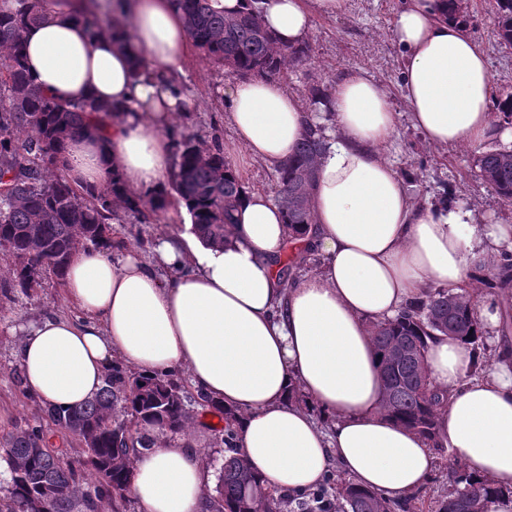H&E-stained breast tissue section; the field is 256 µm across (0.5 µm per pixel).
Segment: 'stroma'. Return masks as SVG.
Returning a JSON list of instances; mask_svg holds the SVG:
<instances>
[{
  "label": "stroma",
  "mask_w": 512,
  "mask_h": 512,
  "mask_svg": "<svg viewBox=\"0 0 512 512\" xmlns=\"http://www.w3.org/2000/svg\"><path fill=\"white\" fill-rule=\"evenodd\" d=\"M478 27L472 35L484 49L493 75V94L512 91V51L500 50L486 17L483 0H476ZM401 0H348L345 13L336 17H317L308 35L314 47L310 61L290 73L286 85L300 97H307L312 83L330 88L338 76L352 68L366 69L389 90L400 114L394 145L385 157L415 185L418 199L437 203L444 188H453L456 199L465 201L480 224H512V205L501 203L486 186L470 180L467 170L471 148L459 145L437 148L425 142L412 127L406 113L402 90L403 51L391 39V29ZM194 101L193 111L174 122L176 130H187L202 139L220 134L224 154L237 166L248 185L277 192L274 172L248 160L233 141L223 120L224 109L216 104L214 91L233 82V74L218 71L199 53L191 50L179 76ZM63 288L44 284L30 294L16 295L0 302V435L14 426L32 424L41 418L39 403L22 396L17 387L20 376L17 327L35 321L46 313L70 314Z\"/></svg>",
  "instance_id": "1"
}]
</instances>
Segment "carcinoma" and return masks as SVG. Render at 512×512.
I'll return each mask as SVG.
<instances>
[{"instance_id":"obj_1","label":"carcinoma","mask_w":512,"mask_h":512,"mask_svg":"<svg viewBox=\"0 0 512 512\" xmlns=\"http://www.w3.org/2000/svg\"><path fill=\"white\" fill-rule=\"evenodd\" d=\"M0 7V253L8 258L7 276L0 279V301L53 280L62 285L73 253L83 246L122 249L127 238L112 221L118 211L136 222L160 219L171 201L183 203L192 231L209 245L222 246L243 183L235 165L224 156L217 136L203 140L175 134L176 166L170 188L147 193L128 190L120 174L90 193L73 185L61 171L67 140L93 135L94 113L112 114L118 107L88 101L65 103L42 93L29 79L22 52L28 25L49 16V0H15ZM184 17L190 39L215 67L238 77L254 74L281 79L308 61L310 42L281 46L260 22L257 2L226 14L219 0H171ZM449 16L469 26L473 5L449 0ZM497 43L512 49V0H488L486 11ZM497 126L512 125V92L492 99ZM326 146L325 126L307 125L291 158L276 172L275 201L292 238L310 231V193L317 160ZM471 176L512 205V147L474 151ZM512 271V253L490 260L481 284ZM474 296L467 291L433 288L425 298L403 308L393 320L372 323V343L383 375L381 411L394 422L444 450L436 438V412L446 396L438 392L425 367L429 341L438 335L464 338L484 351L482 330L474 316ZM200 414H218L224 426L211 428L214 444L224 448V466L207 512H410L409 502L390 501L332 476L315 492L292 496L266 487L237 447L236 414L203 393L189 392L185 381L171 376H146L114 364L98 394L75 409H42L46 422L27 424L0 437V460L9 471L7 492L0 495V512H32L35 500L53 492L46 512H106L123 498L136 456L151 450L163 437L188 430ZM78 441L82 451L65 446ZM449 489L436 512H487L499 491L486 480L469 475L461 463L448 473Z\"/></svg>"}]
</instances>
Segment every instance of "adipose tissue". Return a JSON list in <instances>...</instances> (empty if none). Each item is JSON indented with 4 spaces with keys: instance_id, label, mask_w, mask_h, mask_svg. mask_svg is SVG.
<instances>
[{
    "instance_id": "1",
    "label": "adipose tissue",
    "mask_w": 512,
    "mask_h": 512,
    "mask_svg": "<svg viewBox=\"0 0 512 512\" xmlns=\"http://www.w3.org/2000/svg\"><path fill=\"white\" fill-rule=\"evenodd\" d=\"M348 0H263L261 21L280 43L306 39L316 16ZM84 0H54L24 34L34 84L55 100L117 106L99 137H76L66 174L96 188L111 171L143 193L175 166L167 134L192 99L178 73L190 52L170 0H132L129 25L92 34ZM448 0H405L392 30L403 50L411 124L435 147L480 146L496 133L492 75L482 47L447 18ZM142 58L150 72L134 77ZM236 144L267 169L292 155L308 118L328 116L310 206L313 273L282 287L279 260L291 238L265 190L244 187L224 245L163 235L151 258L79 249L65 275L75 315L47 314L23 329L20 370L39 404L79 406L99 391L113 361L147 374L185 370L193 386L239 416V451L269 487L318 483L339 463L358 485L391 499L420 488L437 457L427 440L385 417L370 324L391 319L428 288H474L484 264L512 251V224H476L465 204L425 207L381 147L397 133L386 88L361 68L345 71L327 101L306 104L279 81L238 78L223 91ZM475 317L491 359L474 372L470 343L436 337L426 352L433 382L448 391L437 436L472 475L502 494L489 512H512V277ZM298 388L305 403L289 398ZM209 481L201 454L165 439L134 460L141 512H203Z\"/></svg>"
}]
</instances>
